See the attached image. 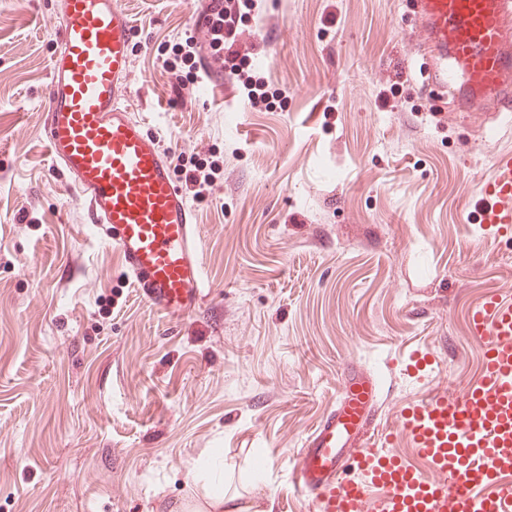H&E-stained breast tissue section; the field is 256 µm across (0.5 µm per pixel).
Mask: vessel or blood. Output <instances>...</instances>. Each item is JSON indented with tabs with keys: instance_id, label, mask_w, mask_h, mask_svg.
I'll list each match as a JSON object with an SVG mask.
<instances>
[{
	"instance_id": "b4317fda",
	"label": "vessel or blood",
	"mask_w": 512,
	"mask_h": 512,
	"mask_svg": "<svg viewBox=\"0 0 512 512\" xmlns=\"http://www.w3.org/2000/svg\"><path fill=\"white\" fill-rule=\"evenodd\" d=\"M221 6L199 0L195 34H207ZM56 23L40 109L53 164L140 297L190 316L206 288L198 227L158 137L126 105L133 16L124 0H58ZM403 38L428 58L429 84H457L460 111L512 110V0H414ZM478 194L477 223L512 237L511 152L496 156ZM470 327L486 340L481 380L405 403L388 432L421 466L384 447H358L380 386L348 369L343 399L306 438L292 475L314 512H512V303L489 296Z\"/></svg>"
}]
</instances>
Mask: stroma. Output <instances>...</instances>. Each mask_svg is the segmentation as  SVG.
Returning <instances> with one entry per match:
<instances>
[{"label":"stroma","instance_id":"stroma-1","mask_svg":"<svg viewBox=\"0 0 512 512\" xmlns=\"http://www.w3.org/2000/svg\"><path fill=\"white\" fill-rule=\"evenodd\" d=\"M125 2L132 113L224 166L188 199L209 288L167 316L88 233L39 134L57 0H0V512H207L214 465L230 512H311L291 477L347 368L382 388L376 448L403 402L478 379L469 313L512 298V239L475 223L476 182L512 112L427 96L409 0H258L241 73L184 89L193 5Z\"/></svg>","mask_w":512,"mask_h":512}]
</instances>
